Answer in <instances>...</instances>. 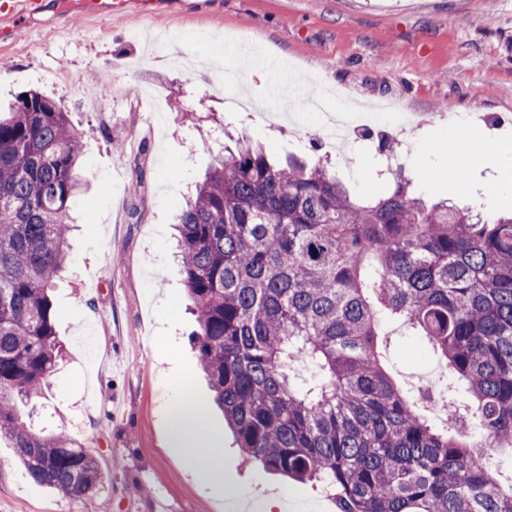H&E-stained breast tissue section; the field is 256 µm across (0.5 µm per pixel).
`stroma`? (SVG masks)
<instances>
[{"label": "stroma", "mask_w": 512, "mask_h": 512, "mask_svg": "<svg viewBox=\"0 0 512 512\" xmlns=\"http://www.w3.org/2000/svg\"><path fill=\"white\" fill-rule=\"evenodd\" d=\"M82 0H47L44 15L0 44V107L28 90L54 98L81 133L86 187L71 203L75 231L51 292L62 358L44 397L19 409L35 432L66 431L98 460L100 491L70 499L30 480L16 451L0 442V512H244L237 499L283 495L294 512H336L319 489L247 463L218 408L210 431L224 475L195 471L167 447L159 407L161 375L190 384L211 403L192 334L173 218L223 147L215 124L246 133L268 153L331 156L357 196L374 179L377 128L344 155L324 136L326 115L364 111L425 116L408 129L412 164L429 172L417 192L512 210V160L450 168L437 143L470 128V147L512 143V0H169L145 18H101ZM255 43L243 62L235 44ZM296 73L292 97L275 87ZM216 122L186 119L193 94ZM99 97L98 109L87 104ZM91 328L95 350L77 342ZM436 357L406 329L390 336L386 369L403 387Z\"/></svg>", "instance_id": "35a3bbf8"}]
</instances>
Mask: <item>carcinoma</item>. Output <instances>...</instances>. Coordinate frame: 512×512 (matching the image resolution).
I'll use <instances>...</instances> for the list:
<instances>
[{
	"instance_id": "obj_1",
	"label": "carcinoma",
	"mask_w": 512,
	"mask_h": 512,
	"mask_svg": "<svg viewBox=\"0 0 512 512\" xmlns=\"http://www.w3.org/2000/svg\"><path fill=\"white\" fill-rule=\"evenodd\" d=\"M80 133L27 91L0 116V440L35 482L73 499L99 487L96 458L63 428L20 421L59 358L48 295L82 187ZM358 198L322 157L224 146L178 220L201 369L250 461L325 488L337 512H512L486 449L512 448V214L416 194L402 169ZM394 319L465 384L477 436L432 424L386 372ZM306 358L313 381L287 372Z\"/></svg>"
}]
</instances>
